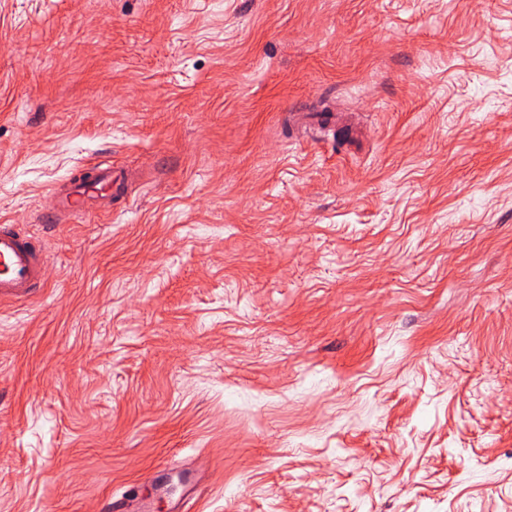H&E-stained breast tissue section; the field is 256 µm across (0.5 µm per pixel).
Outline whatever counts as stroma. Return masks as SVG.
<instances>
[{
  "mask_svg": "<svg viewBox=\"0 0 512 512\" xmlns=\"http://www.w3.org/2000/svg\"><path fill=\"white\" fill-rule=\"evenodd\" d=\"M0 224V512H512V0H0ZM125 177L101 163L91 172L80 174L70 188L54 193L55 221H67L81 215L111 212L112 200L123 194ZM42 243L18 224H0V304L31 299L44 287ZM187 472L182 480L181 493L178 497H174L171 494L167 465L164 467V473L157 477L153 483L154 495L166 497L172 502L171 512H186L187 509H184L186 504L203 492L200 480L194 473Z\"/></svg>",
  "mask_w": 512,
  "mask_h": 512,
  "instance_id": "obj_1",
  "label": "stroma"
}]
</instances>
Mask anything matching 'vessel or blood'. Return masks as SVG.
<instances>
[{
    "label": "vessel or blood",
    "mask_w": 512,
    "mask_h": 512,
    "mask_svg": "<svg viewBox=\"0 0 512 512\" xmlns=\"http://www.w3.org/2000/svg\"><path fill=\"white\" fill-rule=\"evenodd\" d=\"M125 178L105 163L80 174L70 188L55 193L56 221H67L81 215L110 212L112 201L123 194ZM46 255L42 243L22 232L18 225L0 224V304L27 300L45 286L43 270ZM155 496L171 498V512H185L186 504L202 492L194 473L185 474L179 496H172L167 475L153 483Z\"/></svg>",
    "instance_id": "obj_1"
}]
</instances>
